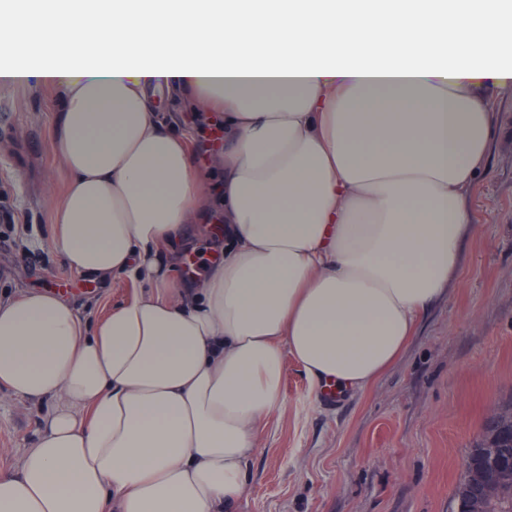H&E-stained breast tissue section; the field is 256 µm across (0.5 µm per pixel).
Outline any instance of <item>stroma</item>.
Returning <instances> with one entry per match:
<instances>
[{
    "instance_id": "stroma-1",
    "label": "stroma",
    "mask_w": 512,
    "mask_h": 512,
    "mask_svg": "<svg viewBox=\"0 0 512 512\" xmlns=\"http://www.w3.org/2000/svg\"><path fill=\"white\" fill-rule=\"evenodd\" d=\"M488 99L496 133L472 190L477 232L448 297L368 391L312 400L286 359L283 401L233 512H456L469 445L489 409L512 399V100ZM154 104L172 133L191 132L195 165L216 196L223 113L192 111L162 88ZM62 105L58 90L0 85V297L52 292L96 319L133 288L78 276L53 245L50 210L66 182L53 148ZM38 433L37 408L0 391V467Z\"/></svg>"
}]
</instances>
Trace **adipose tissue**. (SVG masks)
Returning <instances> with one entry per match:
<instances>
[{"label": "adipose tissue", "mask_w": 512, "mask_h": 512, "mask_svg": "<svg viewBox=\"0 0 512 512\" xmlns=\"http://www.w3.org/2000/svg\"><path fill=\"white\" fill-rule=\"evenodd\" d=\"M30 30L52 49L0 81L65 94L54 242L134 290L94 322L0 301V387L43 409L0 512H229L286 358L313 392L369 390L457 278L512 0H36L0 11V51ZM160 86L224 113L230 245L198 284L172 271L203 179Z\"/></svg>", "instance_id": "1"}]
</instances>
